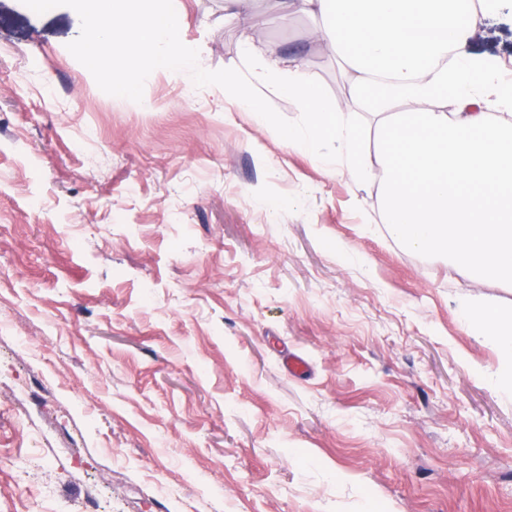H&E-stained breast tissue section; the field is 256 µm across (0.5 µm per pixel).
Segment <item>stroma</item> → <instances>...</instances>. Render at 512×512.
Returning <instances> with one entry per match:
<instances>
[{
  "label": "stroma",
  "mask_w": 512,
  "mask_h": 512,
  "mask_svg": "<svg viewBox=\"0 0 512 512\" xmlns=\"http://www.w3.org/2000/svg\"><path fill=\"white\" fill-rule=\"evenodd\" d=\"M206 70L243 41L349 93L320 19L173 0ZM78 14L0 0V512H512V397L448 271L217 86L150 111L68 51ZM467 53L512 59V13ZM304 357L293 376L282 357ZM252 0H225L224 19L248 28L253 19Z\"/></svg>",
  "instance_id": "35a3bbf8"
}]
</instances>
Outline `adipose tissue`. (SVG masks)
I'll use <instances>...</instances> for the list:
<instances>
[{
  "label": "adipose tissue",
  "mask_w": 512,
  "mask_h": 512,
  "mask_svg": "<svg viewBox=\"0 0 512 512\" xmlns=\"http://www.w3.org/2000/svg\"><path fill=\"white\" fill-rule=\"evenodd\" d=\"M503 0H277L282 19L323 17L321 31L351 73L344 100H324L303 65L243 44L245 76L225 74L224 97L280 135L289 149L316 141L329 177H380L378 207L392 238L449 268L512 288V73L465 46ZM294 101L298 123L280 129L261 92ZM369 114L362 124L357 111ZM373 128L375 151L364 147ZM500 357L492 381L512 396V311L477 300L459 308Z\"/></svg>",
  "instance_id": "adipose-tissue-1"
}]
</instances>
